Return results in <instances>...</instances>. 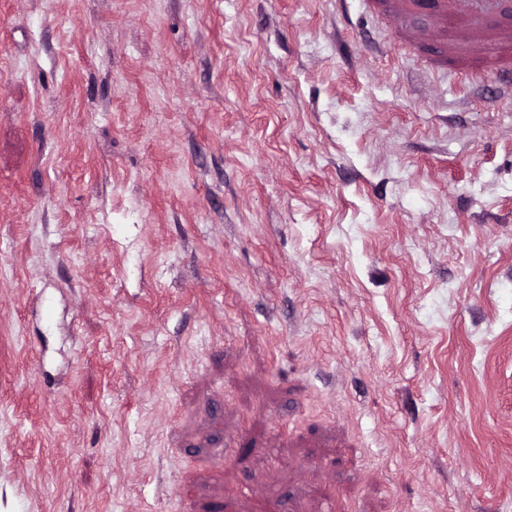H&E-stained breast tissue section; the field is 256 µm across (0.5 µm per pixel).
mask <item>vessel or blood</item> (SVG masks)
<instances>
[{
	"label": "vessel or blood",
	"mask_w": 512,
	"mask_h": 512,
	"mask_svg": "<svg viewBox=\"0 0 512 512\" xmlns=\"http://www.w3.org/2000/svg\"><path fill=\"white\" fill-rule=\"evenodd\" d=\"M424 5L429 7L436 24L426 29L403 30L402 35L411 46L443 38L449 24H461L462 54L477 62L495 56L496 76L512 90V39L490 22L499 10L498 0H386L384 10L399 24Z\"/></svg>",
	"instance_id": "b4317fda"
}]
</instances>
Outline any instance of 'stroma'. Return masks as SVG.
Wrapping results in <instances>:
<instances>
[{
    "mask_svg": "<svg viewBox=\"0 0 512 512\" xmlns=\"http://www.w3.org/2000/svg\"><path fill=\"white\" fill-rule=\"evenodd\" d=\"M375 0H0V512H512V93Z\"/></svg>",
    "mask_w": 512,
    "mask_h": 512,
    "instance_id": "35a3bbf8",
    "label": "stroma"
}]
</instances>
